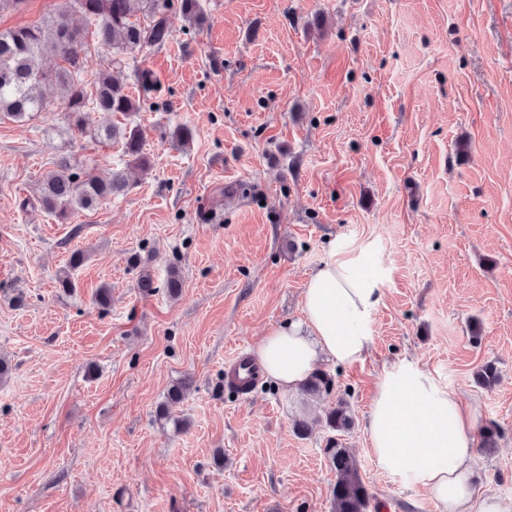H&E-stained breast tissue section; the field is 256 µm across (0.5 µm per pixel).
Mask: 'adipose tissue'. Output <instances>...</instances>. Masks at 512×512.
I'll list each match as a JSON object with an SVG mask.
<instances>
[{"label": "adipose tissue", "instance_id": "1", "mask_svg": "<svg viewBox=\"0 0 512 512\" xmlns=\"http://www.w3.org/2000/svg\"><path fill=\"white\" fill-rule=\"evenodd\" d=\"M379 288L356 259L330 257L309 277L304 318L272 328L255 344L266 376L298 391L324 362L361 361L371 343ZM480 413L464 408L417 364L402 359L384 368L372 398L367 435L379 470L426 492L438 512H512L475 488Z\"/></svg>", "mask_w": 512, "mask_h": 512}]
</instances>
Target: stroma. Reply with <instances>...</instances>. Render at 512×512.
Returning a JSON list of instances; mask_svg holds the SVG:
<instances>
[{
    "label": "stroma",
    "instance_id": "1",
    "mask_svg": "<svg viewBox=\"0 0 512 512\" xmlns=\"http://www.w3.org/2000/svg\"><path fill=\"white\" fill-rule=\"evenodd\" d=\"M202 4L203 28L175 10L164 46L121 55L128 90L139 67L161 87L132 117L148 172L63 112L0 121V512H333L322 417L339 403L377 512H437L378 470L365 433L383 367L403 358L497 426L477 489L512 502V0ZM63 158L126 170L131 187L58 223L38 198ZM334 252L383 295L368 354L323 364L318 397L229 388L233 355L303 318Z\"/></svg>",
    "mask_w": 512,
    "mask_h": 512
}]
</instances>
